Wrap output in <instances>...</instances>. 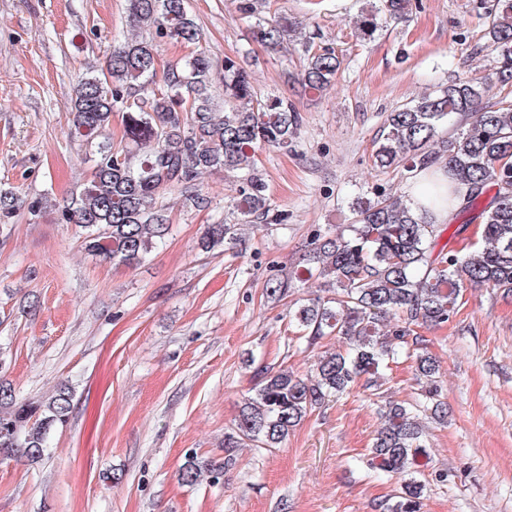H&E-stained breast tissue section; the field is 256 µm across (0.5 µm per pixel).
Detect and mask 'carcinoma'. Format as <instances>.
Returning a JSON list of instances; mask_svg holds the SVG:
<instances>
[{
	"mask_svg": "<svg viewBox=\"0 0 512 512\" xmlns=\"http://www.w3.org/2000/svg\"><path fill=\"white\" fill-rule=\"evenodd\" d=\"M480 9L483 37L497 58L494 77L451 81L388 113L371 163L381 172L401 167L414 177L445 160L448 178L468 184L457 212L483 225L481 244L459 250L438 245L445 228L433 222L431 208L453 202L456 191L436 184L426 206L402 194L359 197L346 229H316L300 275L316 282L320 294L301 304L294 320L309 343L334 338L345 348L322 352L306 376L286 367L265 373L244 400L235 430L224 434V461L189 452L181 482L220 480L233 464L234 449L248 441L279 447L327 398L358 385L380 389L382 368L404 356L416 365L420 398L380 411L368 465L400 480L386 512H421V476L430 460L421 415L446 413L433 389L436 360L422 348L417 329L448 322L468 287L512 293V0L482 2ZM410 10L412 0H383L380 10L360 21L359 35L377 30L381 12L396 19ZM128 12L140 33L113 47L105 69L83 78L72 99L71 134L94 151V164L78 194L63 206L61 220L75 226L86 252L134 266L169 234L165 191L187 189L203 173L236 174L234 211L244 221L268 215L256 153L291 148L302 115L284 98L258 96L251 72L230 56L221 65L224 111H216L214 63L197 48L200 33L185 0H128ZM291 31V22H260L253 38L278 52ZM164 40L196 50L160 70L155 47ZM307 52L301 82L323 92L335 84L342 59L332 47L310 46ZM493 86L499 101L486 105ZM118 114L125 136L149 139V150L134 153L103 140ZM455 118L471 123L439 135ZM492 188L494 194L485 199ZM18 200L14 192L0 191V221L14 216ZM240 230L239 224H208L200 248L222 249L239 239ZM73 397L72 388L60 387L41 399L20 400L0 383V456L43 460L50 432L67 422Z\"/></svg>",
	"mask_w": 512,
	"mask_h": 512,
	"instance_id": "1",
	"label": "carcinoma"
}]
</instances>
